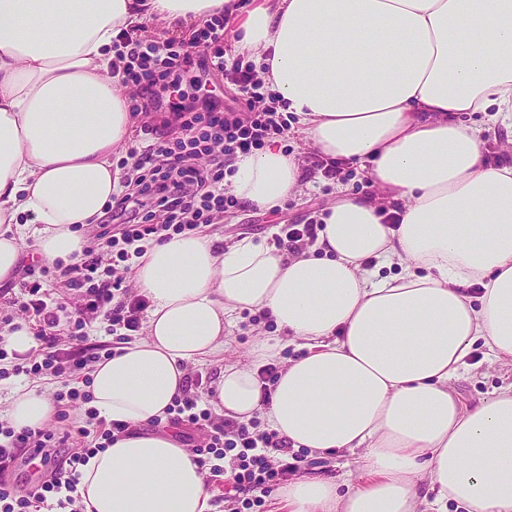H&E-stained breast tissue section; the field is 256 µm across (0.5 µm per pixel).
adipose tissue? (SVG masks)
I'll list each match as a JSON object with an SVG mask.
<instances>
[{
  "instance_id": "adipose-tissue-1",
  "label": "adipose tissue",
  "mask_w": 512,
  "mask_h": 512,
  "mask_svg": "<svg viewBox=\"0 0 512 512\" xmlns=\"http://www.w3.org/2000/svg\"><path fill=\"white\" fill-rule=\"evenodd\" d=\"M231 2L0 0V282L28 238L48 262H79L81 226L120 188L112 158L135 123L112 75L121 33L159 19L179 35ZM235 19L236 51L278 111L375 192L338 189L297 254L187 233L137 259L145 335L90 373L99 416L132 431L81 466L84 512H209L191 453L140 427L167 418L189 365L258 311L278 334L254 340L250 365L223 366L216 412L297 450L362 453V483L294 479L278 494L286 512H512V384L470 409L448 388L476 343L512 358V162L484 158L487 126H512V0H253ZM475 112L486 127L464 122ZM231 166L250 206L302 190L279 142ZM292 344L302 356L263 401L258 368ZM55 412L47 391L18 388L7 420L37 429Z\"/></svg>"
}]
</instances>
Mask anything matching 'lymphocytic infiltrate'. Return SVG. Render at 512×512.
Instances as JSON below:
<instances>
[{
    "label": "lymphocytic infiltrate",
    "instance_id": "lymphocytic-infiltrate-1",
    "mask_svg": "<svg viewBox=\"0 0 512 512\" xmlns=\"http://www.w3.org/2000/svg\"><path fill=\"white\" fill-rule=\"evenodd\" d=\"M224 42V22L220 19L194 30L185 44L162 37L125 39L123 64L116 74L123 85L136 91L134 112L148 115L161 108L160 94L178 91L192 67L230 73L238 98L250 110L241 115L228 112L216 99L175 103L163 126L143 125L142 131L150 135L151 142L142 148H131L129 160L120 161L121 189L113 194L107 207L106 223L86 231L87 244L80 262L58 272L77 292L76 310L68 311L63 304L54 302L49 289L43 287L41 280L50 273L48 265H28L18 304L27 321L36 326V346L27 354L12 356L0 337V377L10 372L32 379H63L68 373L90 369L111 356L110 348L88 345L81 335L75 336L69 347L60 345L64 328L75 313L91 319L104 318L109 334L140 328L148 301L123 289V277L103 268L104 256L124 263L141 256L146 242H164L213 223L238 204L235 197L224 193L228 165L235 155L249 154L263 148L266 140L286 135L288 120L284 113L264 103L265 98L271 97V90L258 78L253 65L226 61ZM194 47L202 48V55L192 56L190 50ZM132 204L145 208L147 223H123ZM157 215L162 218L158 224L153 221ZM7 359L12 362L11 368H2V361ZM187 384L171 408L172 420L181 425V442L189 447L201 469L208 471L212 482H224L228 490L258 502L289 474L297 472V463L290 460L292 446L286 438L261 429L256 420L247 425L215 421L196 392L201 378L188 379ZM55 400L67 407L77 402L86 404L84 424L73 433H56L41 428L18 431L0 422V469L14 460L21 448H62L74 434L85 438L86 444L70 453L63 465L26 494H15L0 480V512H82L77 492L80 466L129 431L125 422L100 419L91 406L88 390H61L56 392ZM228 447L235 450L230 459L224 453Z\"/></svg>",
    "mask_w": 512,
    "mask_h": 512
}]
</instances>
